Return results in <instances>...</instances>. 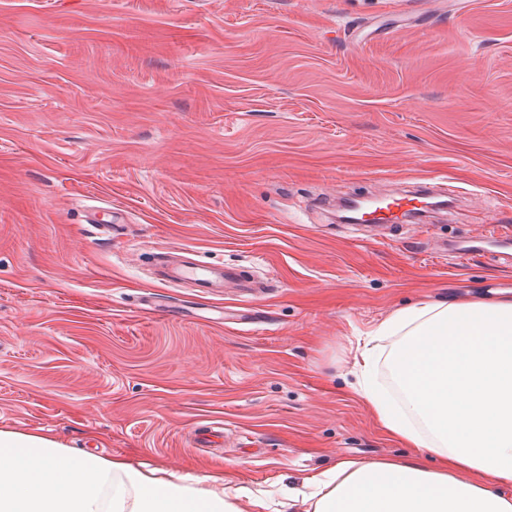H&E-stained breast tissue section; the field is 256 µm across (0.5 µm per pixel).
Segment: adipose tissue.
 <instances>
[{"mask_svg":"<svg viewBox=\"0 0 512 512\" xmlns=\"http://www.w3.org/2000/svg\"><path fill=\"white\" fill-rule=\"evenodd\" d=\"M384 354L397 400L374 378ZM354 361L359 395L414 453L341 459L310 477L304 512H512V297L398 310ZM245 495L0 428V512H240Z\"/></svg>","mask_w":512,"mask_h":512,"instance_id":"1","label":"adipose tissue"}]
</instances>
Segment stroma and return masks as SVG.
<instances>
[{"label":"stroma","instance_id":"obj_1","mask_svg":"<svg viewBox=\"0 0 512 512\" xmlns=\"http://www.w3.org/2000/svg\"><path fill=\"white\" fill-rule=\"evenodd\" d=\"M0 0V427L227 489L402 459L354 392L397 310L512 293V0ZM436 183L424 221L326 200ZM176 253L242 272L213 294ZM224 428L223 445L190 441Z\"/></svg>","mask_w":512,"mask_h":512}]
</instances>
